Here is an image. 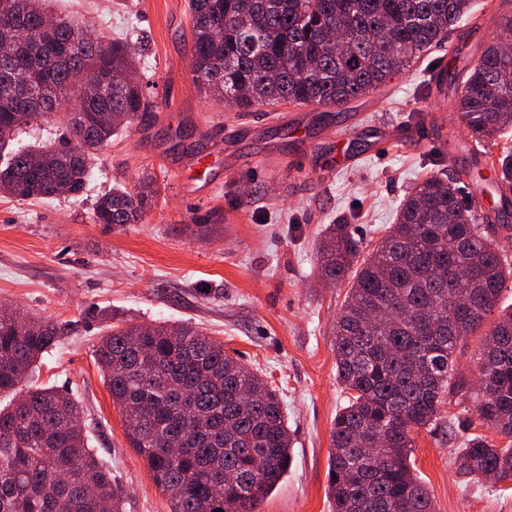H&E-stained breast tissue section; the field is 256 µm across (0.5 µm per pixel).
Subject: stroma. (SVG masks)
I'll use <instances>...</instances> for the list:
<instances>
[{
  "label": "stroma",
  "instance_id": "obj_1",
  "mask_svg": "<svg viewBox=\"0 0 512 512\" xmlns=\"http://www.w3.org/2000/svg\"><path fill=\"white\" fill-rule=\"evenodd\" d=\"M187 0H55L138 46L151 107L100 151L80 196L0 193V306L64 328L34 377L77 398L90 448L126 492L125 512H170L103 382L96 348L108 324L186 321L261 374L282 400L293 463L260 512H330V434L346 404L332 347L348 283L321 276L325 228L348 225L369 252L412 185L472 160L440 84L449 50L472 65L506 0H473L446 43L352 104H278L234 112L205 95L191 69ZM209 167L185 169L196 155ZM151 175L160 191L136 224H96L95 201ZM411 463L437 512H512V489L455 472L447 426L414 432Z\"/></svg>",
  "mask_w": 512,
  "mask_h": 512
}]
</instances>
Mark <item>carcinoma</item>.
Here are the masks:
<instances>
[{"label": "carcinoma", "mask_w": 512, "mask_h": 512, "mask_svg": "<svg viewBox=\"0 0 512 512\" xmlns=\"http://www.w3.org/2000/svg\"><path fill=\"white\" fill-rule=\"evenodd\" d=\"M472 0H188L191 65L204 92L235 112L288 102L344 106L408 70L443 42ZM47 0H0V31L24 46L0 52V149L12 136L69 111L59 142L9 151L0 193L79 195L99 151L149 103L129 78L135 51L83 39L85 19ZM512 12L501 16L479 61L448 68L461 79L456 103L472 141L488 153L512 129ZM104 79L101 92L87 85ZM512 192V146L459 172L428 176L406 194L398 222L365 257L346 224L319 246L323 276L350 277L336 317L337 378L347 405L331 429V512H436L410 465L412 433L439 420L446 400H469L501 437L464 433L456 473L512 480V306H499L512 261L498 242L511 224L478 230L466 181ZM159 192L150 179L115 188L93 208L96 224H136ZM481 336L474 383L457 371L459 345ZM63 330L0 308V512H124V493L88 447L74 398L30 378ZM97 360L171 512H257L287 474L292 438L275 389L189 322L113 324ZM107 497L103 510L93 490Z\"/></svg>", "instance_id": "obj_1"}]
</instances>
